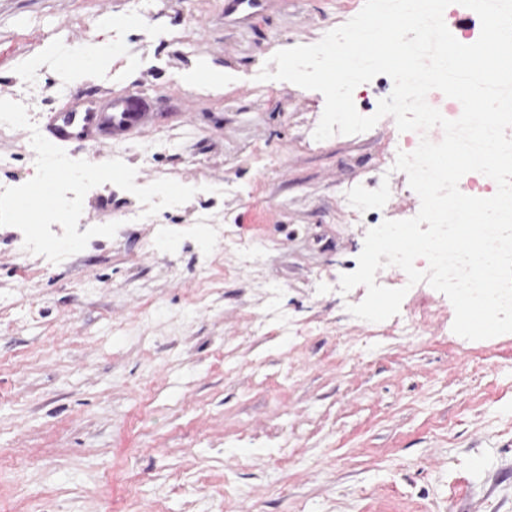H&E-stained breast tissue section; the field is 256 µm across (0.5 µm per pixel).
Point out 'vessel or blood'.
<instances>
[{"label":"vessel or blood","instance_id":"b4317fda","mask_svg":"<svg viewBox=\"0 0 512 512\" xmlns=\"http://www.w3.org/2000/svg\"><path fill=\"white\" fill-rule=\"evenodd\" d=\"M147 117L145 103L130 96H113L103 109L75 104L56 117L47 139L59 147L78 141L97 151L104 136L117 138L140 129Z\"/></svg>","mask_w":512,"mask_h":512}]
</instances>
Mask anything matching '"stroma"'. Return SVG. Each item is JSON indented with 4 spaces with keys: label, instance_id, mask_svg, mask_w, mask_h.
<instances>
[{
    "label": "stroma",
    "instance_id": "stroma-1",
    "mask_svg": "<svg viewBox=\"0 0 512 512\" xmlns=\"http://www.w3.org/2000/svg\"><path fill=\"white\" fill-rule=\"evenodd\" d=\"M363 4L261 0L248 19L233 0H153L116 32L95 21L128 18L127 0H0V99L38 124L75 95L149 93L150 128L67 154L196 189L128 223L137 198L98 186L78 228L119 229L53 266L0 227V512H512V333L456 335L438 292L404 297L378 336L348 311L366 287L340 291L367 231L419 202L402 182L348 213L349 189L381 184L394 118L318 141L324 96L258 78ZM99 40L120 53L79 83L45 53ZM203 67L223 92L191 84ZM29 139L0 125L1 185L35 176ZM208 204L225 234L262 241L255 264L216 251L195 221ZM270 305L287 332H255Z\"/></svg>",
    "mask_w": 512,
    "mask_h": 512
}]
</instances>
